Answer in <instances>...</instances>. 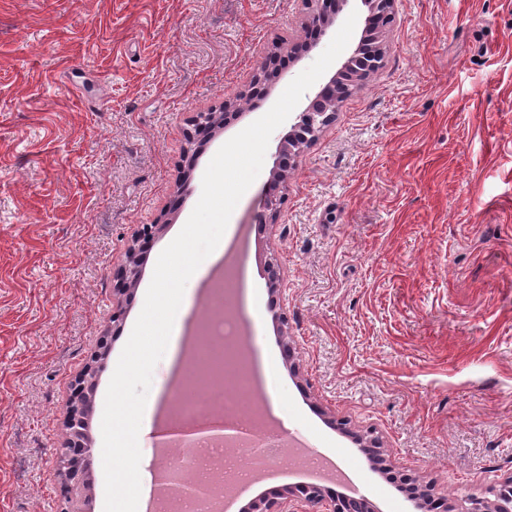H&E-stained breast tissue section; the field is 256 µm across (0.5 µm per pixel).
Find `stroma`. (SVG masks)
<instances>
[{"label": "stroma", "instance_id": "stroma-1", "mask_svg": "<svg viewBox=\"0 0 512 512\" xmlns=\"http://www.w3.org/2000/svg\"><path fill=\"white\" fill-rule=\"evenodd\" d=\"M394 12L382 68L301 154L278 223L252 217L285 124L229 224L243 341L273 369L275 429L351 470L376 512H414L353 434L373 431L387 464L451 501L512 474V0ZM305 13L303 0H0V512H61L76 375L103 340L117 363L207 165L329 37L198 143L191 171L189 120L246 89L274 42H301ZM159 219L113 320L124 248Z\"/></svg>", "mask_w": 512, "mask_h": 512}]
</instances>
